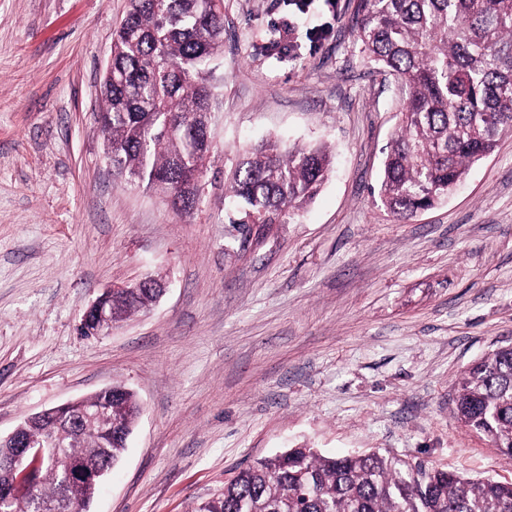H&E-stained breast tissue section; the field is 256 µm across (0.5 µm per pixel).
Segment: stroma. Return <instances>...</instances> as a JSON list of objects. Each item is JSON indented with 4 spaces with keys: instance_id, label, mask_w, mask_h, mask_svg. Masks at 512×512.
<instances>
[{
    "instance_id": "obj_1",
    "label": "stroma",
    "mask_w": 512,
    "mask_h": 512,
    "mask_svg": "<svg viewBox=\"0 0 512 512\" xmlns=\"http://www.w3.org/2000/svg\"><path fill=\"white\" fill-rule=\"evenodd\" d=\"M354 3L223 0L214 146L184 214L107 158L101 79L127 0H0V433L135 392L143 411L90 512H191L302 445L512 480V456L452 404L461 374L512 343V135L395 220L378 188L405 94L363 52ZM271 135L325 145L334 166L296 221L247 243L225 180ZM150 274L167 290L149 310L78 334L103 289Z\"/></svg>"
}]
</instances>
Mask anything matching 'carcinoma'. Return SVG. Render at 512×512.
I'll use <instances>...</instances> for the list:
<instances>
[{"label":"carcinoma","mask_w":512,"mask_h":512,"mask_svg":"<svg viewBox=\"0 0 512 512\" xmlns=\"http://www.w3.org/2000/svg\"><path fill=\"white\" fill-rule=\"evenodd\" d=\"M353 27L367 56L406 95L379 195L390 214L407 220L448 197L470 165L512 134V0H356ZM223 45L224 15L214 0H128L112 40V78L101 82L112 168L161 191L177 211L196 206L187 174L203 172L211 155V64ZM331 164L322 145L272 138L244 152L225 190L237 213L231 223L244 225L245 237L248 224L286 223L318 193ZM162 292L154 277L113 298L112 314L120 321L143 312ZM453 403L458 421L512 456V345L468 368ZM84 404L112 414V438L98 440L81 406H72L55 417L53 432L65 441L58 453L88 471L110 469L126 452L140 406L123 386ZM97 485L46 463L32 491L0 512H36L39 502L74 512L89 505ZM192 512H512V480L301 446L256 461Z\"/></svg>","instance_id":"obj_1"}]
</instances>
